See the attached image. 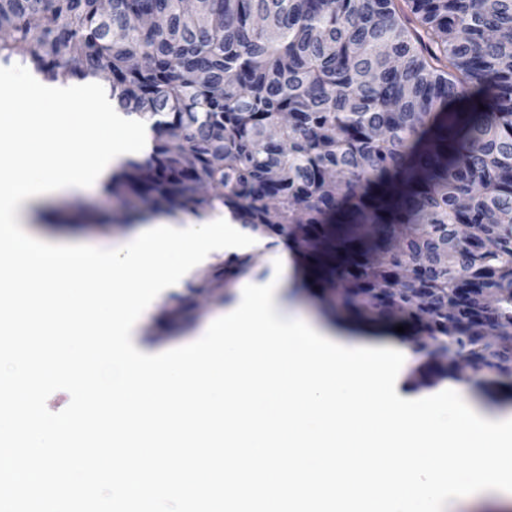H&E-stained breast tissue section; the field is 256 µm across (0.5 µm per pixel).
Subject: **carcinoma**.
<instances>
[{
	"instance_id": "carcinoma-1",
	"label": "carcinoma",
	"mask_w": 512,
	"mask_h": 512,
	"mask_svg": "<svg viewBox=\"0 0 512 512\" xmlns=\"http://www.w3.org/2000/svg\"><path fill=\"white\" fill-rule=\"evenodd\" d=\"M0 32V65L103 77L149 124L108 193L287 241L344 313L411 331L417 389L458 357L512 381V0H0Z\"/></svg>"
}]
</instances>
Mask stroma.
<instances>
[{
  "label": "stroma",
  "instance_id": "35a3bbf8",
  "mask_svg": "<svg viewBox=\"0 0 512 512\" xmlns=\"http://www.w3.org/2000/svg\"><path fill=\"white\" fill-rule=\"evenodd\" d=\"M157 211L132 198H117L104 189L67 187L40 197L24 212L26 224L51 238L107 247L125 239L140 224L156 219ZM281 241L269 239L265 249L250 254V272L223 282L224 251L211 252L203 262L186 273L176 287L162 291L144 311L132 330L135 347L146 354H159L200 339L207 327L236 301L243 284L281 282L278 305L352 342L400 344L391 328H376L355 320L328 314L321 291L305 283L295 254H288L287 267L276 270L273 254ZM212 287H201L203 278Z\"/></svg>",
  "mask_w": 512,
  "mask_h": 512
}]
</instances>
